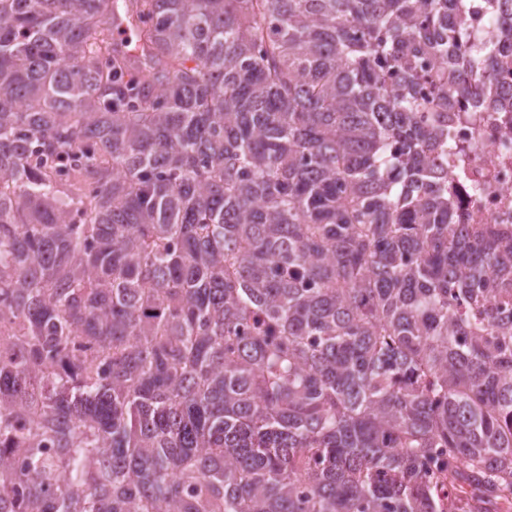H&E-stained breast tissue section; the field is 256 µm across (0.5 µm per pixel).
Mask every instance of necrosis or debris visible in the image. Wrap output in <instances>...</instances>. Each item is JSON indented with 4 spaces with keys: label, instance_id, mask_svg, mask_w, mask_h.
I'll return each instance as SVG.
<instances>
[{
    "label": "necrosis or debris",
    "instance_id": "necrosis-or-debris-1",
    "mask_svg": "<svg viewBox=\"0 0 512 512\" xmlns=\"http://www.w3.org/2000/svg\"><path fill=\"white\" fill-rule=\"evenodd\" d=\"M512 67L495 85L476 88L466 111L450 114L448 128L463 151L465 181L452 186L455 209L468 224L512 225Z\"/></svg>",
    "mask_w": 512,
    "mask_h": 512
}]
</instances>
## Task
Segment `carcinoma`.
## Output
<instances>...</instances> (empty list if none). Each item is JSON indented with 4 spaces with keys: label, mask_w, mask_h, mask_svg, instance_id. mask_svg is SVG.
Masks as SVG:
<instances>
[{
    "label": "carcinoma",
    "mask_w": 512,
    "mask_h": 512,
    "mask_svg": "<svg viewBox=\"0 0 512 512\" xmlns=\"http://www.w3.org/2000/svg\"><path fill=\"white\" fill-rule=\"evenodd\" d=\"M117 9L0 0V512H512V233L456 223L447 125L512 0L497 46L463 0Z\"/></svg>",
    "instance_id": "1"
}]
</instances>
